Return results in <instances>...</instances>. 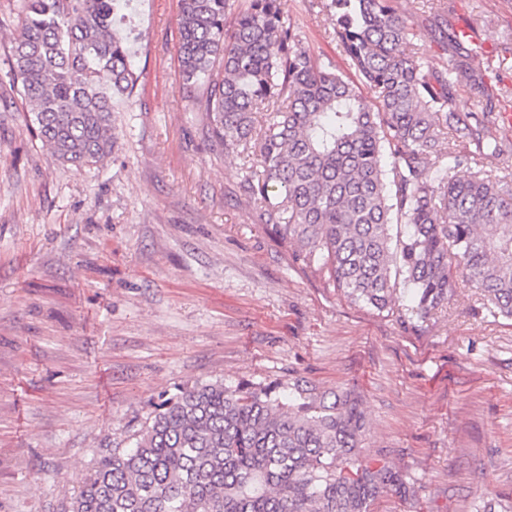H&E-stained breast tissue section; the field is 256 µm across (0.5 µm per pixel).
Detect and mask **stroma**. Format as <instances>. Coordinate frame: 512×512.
Instances as JSON below:
<instances>
[{
	"instance_id": "1",
	"label": "stroma",
	"mask_w": 512,
	"mask_h": 512,
	"mask_svg": "<svg viewBox=\"0 0 512 512\" xmlns=\"http://www.w3.org/2000/svg\"><path fill=\"white\" fill-rule=\"evenodd\" d=\"M414 28L491 35L476 60L512 102V0H399ZM322 0H285L304 44L349 72ZM138 76L114 150L76 168L33 134L0 86V512H70L97 459L127 447L155 403L221 381L353 390L364 452L396 462L414 498L372 512H503L512 505V319L459 283L414 326L347 301L256 221L244 158L189 111L179 0H129Z\"/></svg>"
}]
</instances>
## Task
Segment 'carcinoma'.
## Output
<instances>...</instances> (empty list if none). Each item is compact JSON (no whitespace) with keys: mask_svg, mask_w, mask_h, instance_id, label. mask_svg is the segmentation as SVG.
Here are the masks:
<instances>
[{"mask_svg":"<svg viewBox=\"0 0 512 512\" xmlns=\"http://www.w3.org/2000/svg\"><path fill=\"white\" fill-rule=\"evenodd\" d=\"M4 79L59 162L112 153V113L132 97L133 38L122 0H22ZM334 39L371 90L305 47L283 0H180L179 69L191 111L225 152L247 154L242 188L257 220L355 305L425 323L458 278L512 319V175L466 177L448 131L496 158L512 143L477 113L451 110L485 93L471 42L434 24L448 59L398 0H324ZM266 124L257 126V114ZM407 228L393 235L395 225ZM410 305L398 307L399 286ZM367 420L351 391L221 381L155 405L127 448L102 456L71 512H371L413 484L360 450Z\"/></svg>","mask_w":512,"mask_h":512,"instance_id":"obj_1","label":"carcinoma"}]
</instances>
